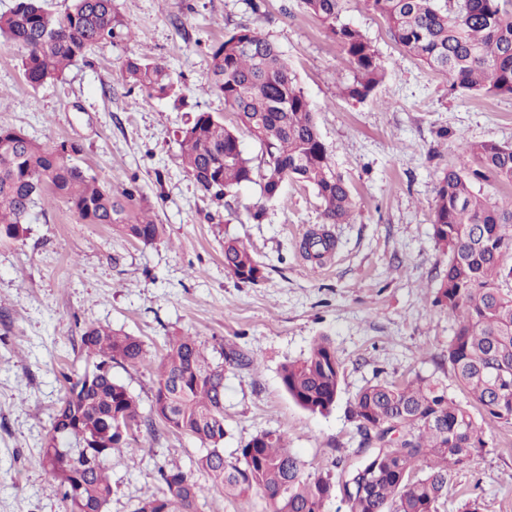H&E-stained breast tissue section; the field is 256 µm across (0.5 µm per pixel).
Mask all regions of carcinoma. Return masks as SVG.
<instances>
[{
  "instance_id": "cac0c4a2",
  "label": "carcinoma",
  "mask_w": 512,
  "mask_h": 512,
  "mask_svg": "<svg viewBox=\"0 0 512 512\" xmlns=\"http://www.w3.org/2000/svg\"><path fill=\"white\" fill-rule=\"evenodd\" d=\"M345 0H301L347 55L353 69L345 95L368 99L385 79L371 42L342 20ZM386 23L402 52L443 74L463 94L512 97V0H365ZM114 0H72L62 13L43 0H15L0 13V45L21 48L27 83L37 88L59 79L98 43L123 35ZM214 74L225 105L262 149V165L244 157L234 131L209 112H199L177 131L184 170L201 190L221 197L259 176L265 203L279 198L292 180L312 187L323 204L326 224H343L355 208L354 195L336 171L321 139L311 102L279 46L255 29L241 28L213 49ZM128 82L157 98L177 95L168 69L128 58L121 65ZM470 164L450 165L436 187L432 236L446 257L433 305L456 317L448 348L459 401L441 381L418 375L396 383L378 379L360 388L348 417L362 437L357 453L369 448L343 478L353 491L346 512H440L448 501L451 473L477 456L487 441L479 419L512 424V200H492L475 185L493 179L512 184V146L495 141L463 145ZM79 145H47L17 129L0 128V241L26 232L30 211L45 195L66 202L86 224H106L145 245L161 240L164 227L150 219L149 204L131 185L119 192L77 162ZM335 241L311 232L301 249L323 260ZM224 269L238 281L257 284L264 265L236 239L224 241ZM82 351L93 370L69 383L41 448L43 465L57 479L66 512H103L112 497L106 461L127 454L132 441L155 422L198 441L204 452L189 469L158 468L160 494L142 500L134 512H198L195 474L225 496L263 494L270 512H324L332 482L306 474L275 430L254 435L235 457L224 456V366L213 363L202 342L174 336L154 379L151 417L139 400L112 378V364L137 366L144 342L109 324H90ZM342 364L330 339L321 336L308 355L281 366L288 396L312 414L336 405Z\"/></svg>"
}]
</instances>
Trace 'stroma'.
I'll list each match as a JSON object with an SVG mask.
<instances>
[{"instance_id":"stroma-1","label":"stroma","mask_w":512,"mask_h":512,"mask_svg":"<svg viewBox=\"0 0 512 512\" xmlns=\"http://www.w3.org/2000/svg\"><path fill=\"white\" fill-rule=\"evenodd\" d=\"M129 40L104 41L57 81L32 88L21 52L0 46V127L39 143L81 146V165L120 190L136 184L165 233L146 246L104 224H86L60 199L31 211L25 235L0 242V512H64L57 480L41 447L70 377L90 368L82 329L108 323L139 337L146 360L116 364L112 376L149 411L153 368L174 335L204 342L214 362L236 349L249 366L224 371V454L235 455L265 430L283 433L306 471L338 480L340 457L360 437L346 411L375 378L404 382L430 376L461 397L447 366L434 362L455 320L433 307L445 258L431 231L435 187L448 166L465 162L466 141L512 144V98L462 95L448 78L405 56L386 23L364 0H346L343 18L371 42L386 70L367 100L344 94L351 65L299 0H114ZM240 27L255 28L281 49L310 100L336 168L350 183L349 223L323 225L315 191L291 181L250 213L259 182L224 197L204 194L184 172L176 132L197 112L235 116L212 74L214 46ZM136 57L164 64L175 98L148 96L119 67ZM336 241L323 262L300 248L308 232ZM245 243L265 266L257 285L224 268V242ZM328 336L342 363L334 409L312 414L296 405L280 378L282 364L305 357ZM488 445L454 470L445 512H512V426L487 420ZM138 464L113 456V493L105 512H134L160 494L157 470L190 468L201 446L158 430L140 433ZM199 512H268L262 495L225 497L198 477Z\"/></svg>"}]
</instances>
